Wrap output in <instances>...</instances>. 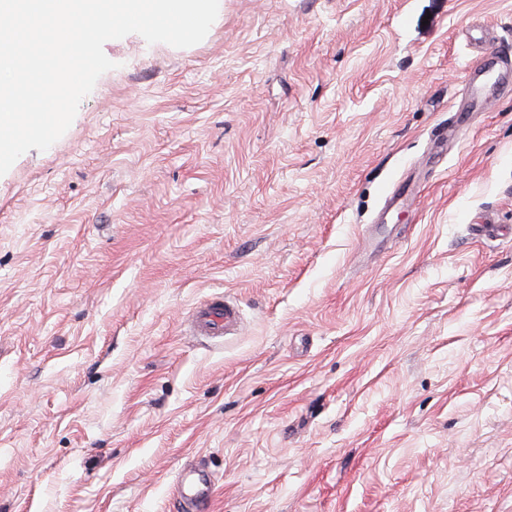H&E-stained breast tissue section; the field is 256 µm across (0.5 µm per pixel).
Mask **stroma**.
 Returning <instances> with one entry per match:
<instances>
[{
	"label": "stroma",
	"mask_w": 512,
	"mask_h": 512,
	"mask_svg": "<svg viewBox=\"0 0 512 512\" xmlns=\"http://www.w3.org/2000/svg\"><path fill=\"white\" fill-rule=\"evenodd\" d=\"M223 2L0 176V512H512V0ZM492 71L490 69L485 70L484 68L475 67L468 73L469 80L473 84L471 104L473 105H490L493 101V91L497 86H504L509 84V71L507 65H503L499 70L498 74L493 80H489L487 76ZM484 77L483 82L477 86L476 82ZM241 321L237 301L223 294H215L194 308L188 319V329L192 336L218 339L235 333ZM174 494L182 512L208 510L214 494V481L202 465L184 467L175 481Z\"/></svg>",
	"instance_id": "obj_1"
}]
</instances>
